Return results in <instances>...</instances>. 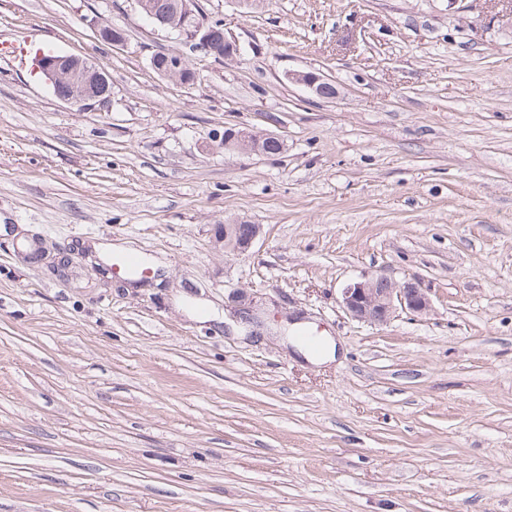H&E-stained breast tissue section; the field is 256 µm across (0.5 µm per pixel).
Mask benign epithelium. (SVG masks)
Segmentation results:
<instances>
[{"instance_id":"benign-epithelium-1","label":"benign epithelium","mask_w":512,"mask_h":512,"mask_svg":"<svg viewBox=\"0 0 512 512\" xmlns=\"http://www.w3.org/2000/svg\"><path fill=\"white\" fill-rule=\"evenodd\" d=\"M138 6L142 7V13L150 18L154 25L179 34L183 43L194 49H201L216 58H229L239 51L236 42L224 36L222 24L206 23L198 18L199 11L195 0L181 2L182 21H187L193 26L191 31H186L184 26L173 23L168 15L157 14L144 7L141 0ZM98 36L101 41L114 46L125 42L123 29L115 26H101L98 29ZM150 64L162 75L183 84H191L196 79L195 71L189 67L184 54L179 51L154 55ZM37 69L45 77L54 95L64 102H105L112 95V79L106 69L81 57L68 53L59 56L43 55L37 59ZM290 78L319 96L328 93L329 84L323 82L322 76L316 73H293ZM229 141L255 154L261 152L263 146L268 144L284 148L283 139L273 133L257 136L232 129L224 134V142ZM223 229L224 249L234 253L247 252L259 233L258 225L247 224L245 232L237 234V239L229 242L228 230H238L240 225L226 224ZM341 303L352 318L378 326L387 324L399 309L423 314L431 308V300L423 289L412 283L399 285L384 275L346 285L341 291Z\"/></svg>"}]
</instances>
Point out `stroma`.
<instances>
[{
  "label": "stroma",
  "mask_w": 512,
  "mask_h": 512,
  "mask_svg": "<svg viewBox=\"0 0 512 512\" xmlns=\"http://www.w3.org/2000/svg\"><path fill=\"white\" fill-rule=\"evenodd\" d=\"M197 4L233 59L136 0H0V42L112 78L77 105L0 58V512H512V11ZM169 50L193 84L154 72ZM241 221L243 255L216 241ZM376 275L431 310L352 319L341 289ZM138 6L142 8V13L153 21V24L159 28L169 30L179 34L183 43L190 45L193 49H201L216 58H229L238 53L239 48L235 41H231L224 36L223 24L206 23L198 18L201 15L196 7L194 0H183L182 25L173 23L166 13L156 14L144 6L142 1H137ZM193 26L192 31L184 30L186 21ZM229 141H233L241 148L250 150L255 154H259V152L263 153V146L268 144H275L280 148V150L284 148L283 139L279 135L273 133H266L262 136H257L252 134L250 135L242 130L235 131L231 129L227 133L224 131V145ZM244 225L245 232L241 234L239 229ZM223 236L220 238L224 241L225 250L232 251L233 253H245L247 252L259 233V226L256 224H225L223 227ZM235 229L237 231V239L227 243L228 230Z\"/></svg>",
  "instance_id": "35a3bbf8"
}]
</instances>
